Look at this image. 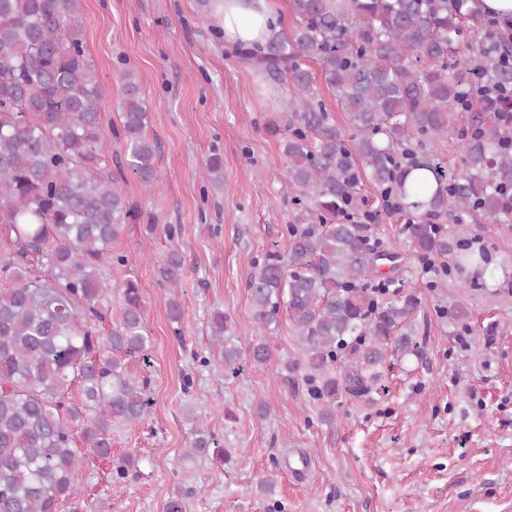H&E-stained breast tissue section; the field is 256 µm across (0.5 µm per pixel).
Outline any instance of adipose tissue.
Listing matches in <instances>:
<instances>
[{
	"label": "adipose tissue",
	"instance_id": "1",
	"mask_svg": "<svg viewBox=\"0 0 512 512\" xmlns=\"http://www.w3.org/2000/svg\"><path fill=\"white\" fill-rule=\"evenodd\" d=\"M277 0H213L225 47L260 52L273 33Z\"/></svg>",
	"mask_w": 512,
	"mask_h": 512
}]
</instances>
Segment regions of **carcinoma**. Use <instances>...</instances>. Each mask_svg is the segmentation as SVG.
Masks as SVG:
<instances>
[{
    "mask_svg": "<svg viewBox=\"0 0 512 512\" xmlns=\"http://www.w3.org/2000/svg\"><path fill=\"white\" fill-rule=\"evenodd\" d=\"M295 27L276 32L259 55L243 58L288 87V112L268 130L286 131L288 187L305 205L286 225L288 249L266 252L247 288L257 330L278 324L286 306L299 357L273 378L298 373L310 401L332 418L342 396L368 395L390 367L387 353H418L413 323L420 298L403 291L410 260L443 261L427 287L448 292V277L496 268L473 247L465 217L512 224V128L501 104L464 105L482 79L512 87V37L485 35L477 0H289ZM81 0H0V512H83L76 479L94 458L112 462L111 482L137 459L112 457V426L148 420L147 378L125 357H146L144 306L127 281L121 317L97 329L112 307L106 271L130 257L112 251L125 224L141 217L118 187L125 172L159 183L157 143L134 74H122L121 126L113 130L124 165L112 173L101 151L102 88L81 34ZM321 65L325 85L347 113L345 134L314 87L305 62ZM458 134L462 168L449 175L428 146ZM208 181H223L209 159ZM395 199L406 216L405 253L370 244L362 224L363 180ZM453 223L447 224L445 220ZM181 324L177 296L184 261L158 257ZM211 342L224 368L272 359L261 336L242 348L224 312L211 314ZM77 385L79 401L68 397ZM194 428L183 459L227 462L206 423Z\"/></svg>",
    "mask_w": 512,
    "mask_h": 512,
    "instance_id": "obj_1",
    "label": "carcinoma"
}]
</instances>
